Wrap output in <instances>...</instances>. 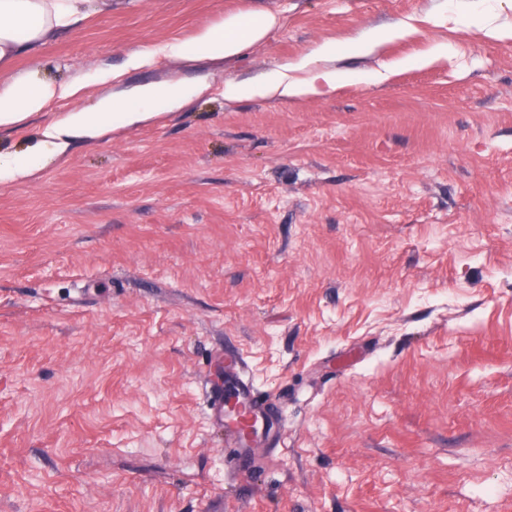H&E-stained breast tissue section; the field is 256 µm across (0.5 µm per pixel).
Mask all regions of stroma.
Masks as SVG:
<instances>
[{
  "label": "stroma",
  "instance_id": "1",
  "mask_svg": "<svg viewBox=\"0 0 512 512\" xmlns=\"http://www.w3.org/2000/svg\"><path fill=\"white\" fill-rule=\"evenodd\" d=\"M257 10L279 23L239 57L168 50ZM489 24L512 0H116L20 58L81 90L4 153L140 84L206 90L0 184V512H512V39ZM327 40L312 70L395 68L225 99ZM221 345L281 436L248 476L200 391Z\"/></svg>",
  "mask_w": 512,
  "mask_h": 512
}]
</instances>
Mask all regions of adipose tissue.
I'll list each match as a JSON object with an SVG mask.
<instances>
[{
	"mask_svg": "<svg viewBox=\"0 0 512 512\" xmlns=\"http://www.w3.org/2000/svg\"><path fill=\"white\" fill-rule=\"evenodd\" d=\"M111 10L112 0H0V72L60 33ZM277 23V16L269 11L230 13L220 26L174 42L169 50L190 59L233 58L265 38ZM381 78V73L370 71L322 70L306 79L274 72L256 82H225L224 96L229 100L271 94L297 98L329 92L344 83H370ZM77 90L76 84L56 83L35 72L0 82V131L17 127L50 101ZM203 91L200 85L147 84L101 98L96 111L66 113L46 127L34 146L21 153H0V183L37 176L49 158L64 153L73 135L98 137L140 125L181 109Z\"/></svg>",
	"mask_w": 512,
	"mask_h": 512,
	"instance_id": "1",
	"label": "adipose tissue"
}]
</instances>
